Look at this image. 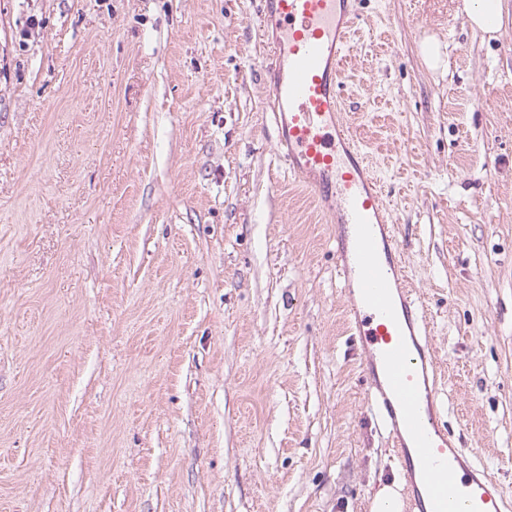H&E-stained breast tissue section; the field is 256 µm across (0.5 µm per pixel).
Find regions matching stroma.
Returning a JSON list of instances; mask_svg holds the SVG:
<instances>
[{"mask_svg": "<svg viewBox=\"0 0 512 512\" xmlns=\"http://www.w3.org/2000/svg\"><path fill=\"white\" fill-rule=\"evenodd\" d=\"M462 2L358 0L343 112L448 428L512 490V0L492 38ZM258 10L0 0V512H372L403 485L330 226L273 153Z\"/></svg>", "mask_w": 512, "mask_h": 512, "instance_id": "stroma-1", "label": "stroma"}]
</instances>
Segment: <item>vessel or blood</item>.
Masks as SVG:
<instances>
[{
	"label": "vessel or blood",
	"mask_w": 512,
	"mask_h": 512,
	"mask_svg": "<svg viewBox=\"0 0 512 512\" xmlns=\"http://www.w3.org/2000/svg\"><path fill=\"white\" fill-rule=\"evenodd\" d=\"M356 0H260L258 29L274 151L335 226L346 317L363 353L368 404L387 431L415 512H512V492L468 464L437 416L434 348L408 283L380 186L340 108Z\"/></svg>",
	"instance_id": "1"
}]
</instances>
